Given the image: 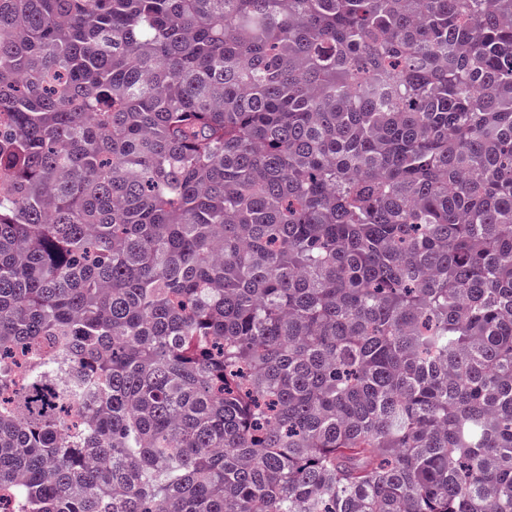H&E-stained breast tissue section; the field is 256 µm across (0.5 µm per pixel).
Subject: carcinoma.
<instances>
[{"instance_id": "1", "label": "carcinoma", "mask_w": 512, "mask_h": 512, "mask_svg": "<svg viewBox=\"0 0 512 512\" xmlns=\"http://www.w3.org/2000/svg\"><path fill=\"white\" fill-rule=\"evenodd\" d=\"M0 512H512V0H0Z\"/></svg>"}]
</instances>
